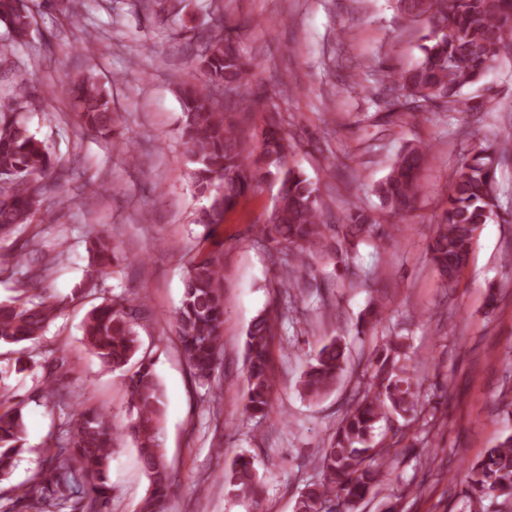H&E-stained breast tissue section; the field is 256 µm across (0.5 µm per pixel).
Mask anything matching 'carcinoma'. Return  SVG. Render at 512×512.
Segmentation results:
<instances>
[{"instance_id": "carcinoma-1", "label": "carcinoma", "mask_w": 512, "mask_h": 512, "mask_svg": "<svg viewBox=\"0 0 512 512\" xmlns=\"http://www.w3.org/2000/svg\"><path fill=\"white\" fill-rule=\"evenodd\" d=\"M405 17L415 20L430 15L428 32L419 45L421 57L405 71H388L380 80L413 89L421 100L440 99L450 111L474 112L472 97L463 90L479 85L492 62L512 45V0H398ZM0 23L16 45L28 42L34 16L25 0H0ZM204 50L197 55L199 68L208 82L224 87V107L196 84L180 89L184 114L183 140L190 176L196 187L210 198L198 223L210 238L224 222V214L238 199L254 190L262 177L280 180L279 200L265 226L280 248L272 254L273 264L285 273L308 266L316 255H336L349 260L354 242L371 235L377 225L357 207L348 209L341 224H328L319 204V187L304 172L288 165V134L272 118L262 130V147L252 158L245 132L236 116L252 111L254 100L239 95L259 68L245 58L232 31L205 29L185 43ZM71 98L81 127L103 138L113 134L116 119L112 99L88 77L63 85ZM10 100L34 96L26 81L7 87ZM508 150L505 143H489L466 158L448 189L447 207L428 245L431 262L445 285H452L468 264L478 230L491 222L512 223V213L502 212L496 190L494 157ZM428 155L421 143L406 145L390 172L376 186V193L391 213L409 212L423 192L420 169ZM64 170L46 144L31 133L22 113L11 104L0 103V242L11 245L0 250V268L16 277L25 293L30 286L45 282L52 266L47 260L35 265L28 257L37 252L38 234H25L36 215L55 224L62 215L47 204L62 190ZM94 272H103L118 262L112 238L99 232L91 239ZM222 253L209 252L190 261L184 280L183 299L175 321L183 356L193 377L210 385L224 353V294ZM295 283L282 284L281 316L293 311ZM56 303L40 296H22L0 301V345L34 341L57 317ZM147 309L141 296H118L92 307L83 322V340L103 366L121 370L140 351L135 329ZM276 318L260 314L246 332L245 360L247 389L245 413L265 416L274 379L268 350L275 335ZM346 343L332 339L311 358L300 381L301 393L318 400L330 392L348 369ZM46 376L42 392L66 403L68 393L53 374L66 364L65 357L49 355L44 360ZM368 388L358 391L334 435L321 449L318 459L321 479L307 485L296 500L294 512H353L378 483L382 459L396 449L374 440L377 425L384 421L408 420L418 407L419 384L402 345L388 342L369 359ZM130 406L128 434L136 448L140 467L149 480V494L140 512H165L171 475L161 440L164 395L154 364L141 359L127 378ZM22 409L6 392L0 393V481L11 474L17 457L24 452ZM118 434L110 415L101 407H84L74 419H66L59 435L45 449L46 470L37 475L35 497L28 491L16 495L14 503L30 500L34 512H110V469ZM259 480L253 461L239 455L224 470V485L235 495H256ZM512 491V435L487 450L474 464L461 490L472 512L485 499Z\"/></svg>"}]
</instances>
